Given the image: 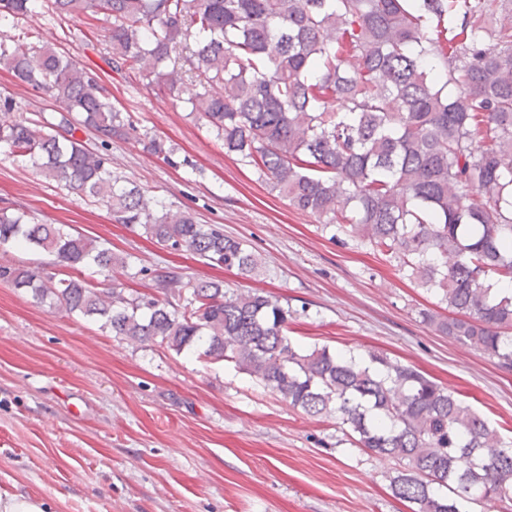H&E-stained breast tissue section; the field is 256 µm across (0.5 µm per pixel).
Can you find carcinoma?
Returning a JSON list of instances; mask_svg holds the SVG:
<instances>
[{
	"label": "carcinoma",
	"instance_id": "carcinoma-1",
	"mask_svg": "<svg viewBox=\"0 0 512 512\" xmlns=\"http://www.w3.org/2000/svg\"><path fill=\"white\" fill-rule=\"evenodd\" d=\"M504 0H46L59 16L112 20L109 62L177 97L289 205L398 259L440 296L421 321L512 371V24ZM0 0V27L32 16ZM0 65L64 105L65 136L27 119L0 124V147L46 176L107 203L119 224L245 276L246 244L187 211L152 201L112 173L114 139L141 138L174 165L164 140L139 134L96 73L65 55L0 38ZM222 91H215L216 85ZM338 106H333V103ZM102 151L76 139L78 129ZM52 256L41 268L0 265V279L112 336L230 361L312 417L338 414L360 447L394 460L393 493L415 512H469L512 500V444L484 415L419 369L370 353L304 351L293 312L219 281L156 275L160 299L99 291L81 276L139 275L112 249L57 224L0 208V245ZM73 270L66 278L54 269Z\"/></svg>",
	"mask_w": 512,
	"mask_h": 512
}]
</instances>
